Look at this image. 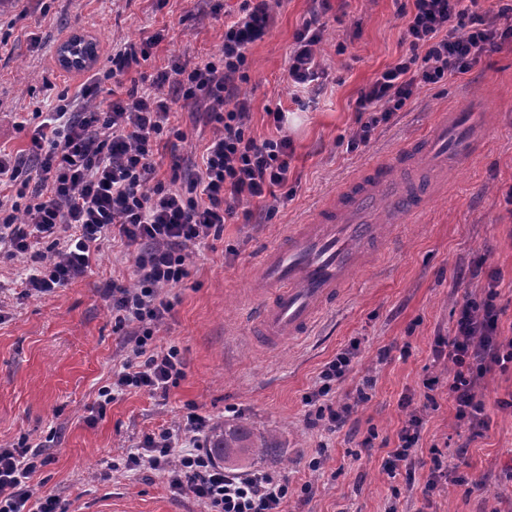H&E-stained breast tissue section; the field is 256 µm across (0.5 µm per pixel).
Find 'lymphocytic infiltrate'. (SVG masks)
Wrapping results in <instances>:
<instances>
[{
  "instance_id": "1",
  "label": "lymphocytic infiltrate",
  "mask_w": 512,
  "mask_h": 512,
  "mask_svg": "<svg viewBox=\"0 0 512 512\" xmlns=\"http://www.w3.org/2000/svg\"><path fill=\"white\" fill-rule=\"evenodd\" d=\"M273 25L272 0H243L239 15L224 23L218 55L191 66L172 63L148 85L101 103L102 83L139 69L161 37L126 44L113 52L104 73L81 84L72 102L35 108L39 123L22 154L0 153V186L13 190L11 197L0 196V259L31 262L21 282L24 296L82 279L108 238L118 239L132 257L133 284L109 282L105 300L116 327L128 329L134 358L99 391L98 408L129 389L167 393L183 377L179 349L155 343L173 309L164 288L186 277L189 254L228 218L251 223V203L267 202L288 184L294 148L284 133L285 111H270L274 135L256 138L248 126L251 101L238 91L250 46ZM323 34L322 11L312 8L289 53L288 77L297 90H312L325 73L317 54ZM403 40L406 54L356 101L360 144L402 111L419 85L467 73L487 52L512 43V0H494L487 8L481 0H413ZM178 103L203 104L213 132L200 158L173 156L165 179L155 161L160 146L186 138L173 112ZM486 278L482 296L459 302L453 338L436 341L452 366L447 384L455 419L473 438L481 434L485 410L478 385L491 367L512 364V335L500 327L501 274L491 268ZM359 350V342H351L318 374L305 396L310 425L333 434L350 421L355 402L339 403L334 395ZM211 426L209 418L188 413L177 433L145 435L125 464L157 471L173 496L192 497L205 512H283L287 481L273 470L237 472L221 465L207 447ZM422 426L421 414L411 412L384 461L387 472L404 469L410 486L417 481ZM45 463L27 441L0 448V512H65L54 495L29 504L28 481Z\"/></svg>"
}]
</instances>
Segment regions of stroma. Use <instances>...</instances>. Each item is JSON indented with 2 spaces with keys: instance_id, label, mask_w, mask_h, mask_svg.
Returning <instances> with one entry per match:
<instances>
[{
  "instance_id": "obj_1",
  "label": "stroma",
  "mask_w": 512,
  "mask_h": 512,
  "mask_svg": "<svg viewBox=\"0 0 512 512\" xmlns=\"http://www.w3.org/2000/svg\"><path fill=\"white\" fill-rule=\"evenodd\" d=\"M45 3L44 16L10 5L0 11V148L15 155L27 147L37 103L73 98L88 76L58 62L68 38L96 42L92 69L102 71L124 43L162 33L142 68L148 75L175 60L191 65L218 54L224 39V18L211 13L208 0ZM310 7L311 0H281L273 29L249 49L241 85L252 101L254 137L273 131L267 109L288 113V200L255 224L229 219L219 237L189 256L188 277L166 288L173 309L156 343L177 346L185 362L184 377L167 394L131 390L97 411L100 388L132 355L102 297L110 280L133 281L120 242H103L83 279L39 297L19 294L29 262L0 263V447L24 438L44 449L48 462L29 480L34 499L59 496L67 512H203L191 497H172L162 475L124 467L145 435L177 430L194 411L276 434L282 456L263 466L287 479L286 512H512V413L496 406L512 394V369L485 377L487 428L462 457L447 388L422 385L429 376L447 377L450 366L435 359L434 339L452 336L457 302L481 294L485 283L481 276L458 280L459 271L481 261L499 268L502 323L512 324V211L503 199L512 186V45L488 52L468 73L419 87L403 112L351 151L356 100L406 53L403 15L412 0H329L320 47L328 77L317 104L301 112L288 82V55ZM35 35L40 45H32ZM444 110L470 113V131L481 143L477 158L446 169L447 190L431 194L413 223H395L390 203L377 206L371 216L385 242L335 304L306 336L273 348L261 343L251 307L262 253L347 178L433 136ZM355 339L360 352L335 399L352 398L367 377L376 386L349 425L330 435L308 424L304 397L324 364ZM406 396L424 416L419 458L429 460L430 448H439L451 475L428 501L404 491L403 475H388L382 465L408 417L400 405ZM370 431L377 434L372 455L357 456ZM460 474L467 484L454 483Z\"/></svg>"
}]
</instances>
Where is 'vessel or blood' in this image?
I'll use <instances>...</instances> for the list:
<instances>
[{
	"label": "vessel or blood",
	"mask_w": 512,
	"mask_h": 512,
	"mask_svg": "<svg viewBox=\"0 0 512 512\" xmlns=\"http://www.w3.org/2000/svg\"><path fill=\"white\" fill-rule=\"evenodd\" d=\"M438 140L446 142V155L455 166H469L478 153L456 113H442L436 122ZM406 154L392 156L350 177L330 200L267 252L261 265L262 301L256 325L260 335L281 341L304 335L315 315L335 302L349 285L378 228L367 221L370 208L381 195L390 168L403 164Z\"/></svg>",
	"instance_id": "1"
}]
</instances>
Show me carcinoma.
Segmentation results:
<instances>
[{"instance_id":"carcinoma-1","label":"carcinoma","mask_w":512,"mask_h":512,"mask_svg":"<svg viewBox=\"0 0 512 512\" xmlns=\"http://www.w3.org/2000/svg\"><path fill=\"white\" fill-rule=\"evenodd\" d=\"M212 455L228 467H238L253 460L275 459L280 446L273 433H254L242 423L219 424L213 439Z\"/></svg>"}]
</instances>
